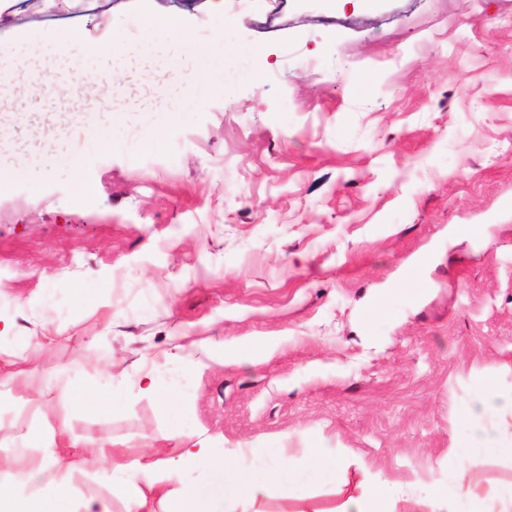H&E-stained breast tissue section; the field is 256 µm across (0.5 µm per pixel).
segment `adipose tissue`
<instances>
[{"label": "adipose tissue", "instance_id": "1", "mask_svg": "<svg viewBox=\"0 0 512 512\" xmlns=\"http://www.w3.org/2000/svg\"><path fill=\"white\" fill-rule=\"evenodd\" d=\"M114 134L112 115L67 141L49 147L46 165L28 164L22 153L0 155V190L29 174H48L50 168L66 164L78 169L86 146L105 151L111 148ZM422 286L415 281L403 282L400 288H386L371 299L362 311L368 331L384 322L399 295L416 296ZM459 418L470 422L471 431L459 443L457 451L468 468L478 469L493 458H512V437L506 432L512 425V391L485 385L474 399L456 408ZM161 438L176 443L174 455L165 459L143 457L128 460L108 445H87L79 462L67 461L66 449L80 447L67 424H46L28 431V447L48 449L49 454L38 466L15 477L10 466L0 467V512H59L58 506L70 499L69 480L77 464H104L111 468L122 485L132 512H151L152 500L166 503V512H201L199 494L186 487L181 474L187 468H202L224 480L225 501L261 512L262 504L285 493L299 477L320 488L344 485L346 473L354 481L332 512H460L461 503L472 512H512V482L491 484L484 495H477L470 482L458 479L436 486L432 493L419 499L407 496L408 480L392 478L374 471L359 456L338 460L336 451L326 442L315 441L303 450L300 461L279 455L264 468L249 470L235 466L226 458L215 457L209 448L189 445L188 438L175 431H164Z\"/></svg>", "mask_w": 512, "mask_h": 512}]
</instances>
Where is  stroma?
Listing matches in <instances>:
<instances>
[{
	"label": "stroma",
	"mask_w": 512,
	"mask_h": 512,
	"mask_svg": "<svg viewBox=\"0 0 512 512\" xmlns=\"http://www.w3.org/2000/svg\"><path fill=\"white\" fill-rule=\"evenodd\" d=\"M155 5L183 12L193 39L261 45V79L217 53L189 100L181 71L74 101L47 94L54 63L0 84V121L32 144L74 135L82 115L122 117L79 171L0 191V358L42 340L47 355L18 363L30 380L115 397L61 409L0 379V459L39 464L25 432L64 421L131 458L167 429L242 467L321 438L415 479L414 495L448 483L468 432L456 406L490 381L512 390V0ZM139 7L20 0L0 9V47L76 28L134 46ZM178 107L187 119L169 124ZM408 277L423 293L368 340L363 306ZM146 369L173 410L141 391ZM70 495L75 512L98 498L129 510L105 465ZM337 500L301 482L265 512Z\"/></svg>",
	"instance_id": "1"
}]
</instances>
